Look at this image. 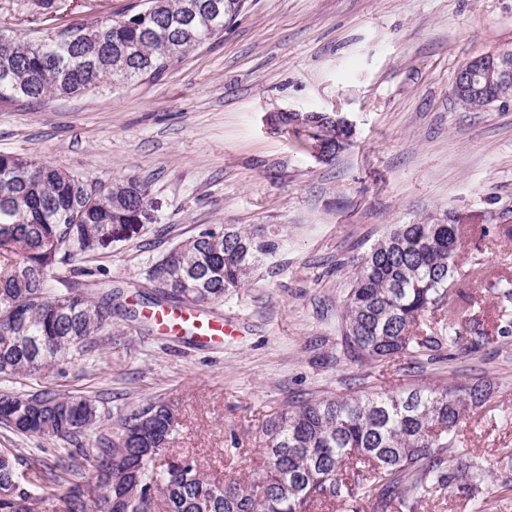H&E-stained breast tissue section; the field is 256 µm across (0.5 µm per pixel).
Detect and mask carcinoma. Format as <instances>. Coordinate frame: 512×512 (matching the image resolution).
<instances>
[{"mask_svg": "<svg viewBox=\"0 0 512 512\" xmlns=\"http://www.w3.org/2000/svg\"><path fill=\"white\" fill-rule=\"evenodd\" d=\"M244 0H147L116 19L56 27L38 38L0 29V102H44L98 88L87 61L121 50L132 69L161 79L189 52L224 33ZM310 149L331 157L343 144L329 123L309 128ZM148 184L129 176L104 191L96 181L50 162L0 155V374H36L112 335V291L75 280L74 262L129 239L115 229L135 223ZM465 235L460 220L396 224L355 261L340 317L349 352L361 362L460 347L475 353L490 338L481 320L453 306ZM278 244L255 231L215 225L174 246L149 266L148 302L197 309L220 304L247 285ZM501 315L497 335L512 334V277L487 282ZM478 385L421 387L375 397L302 403L262 424L263 463L247 480L216 483L198 460L171 447L179 426L168 406L149 402L127 414L113 439L84 454L98 472L93 494L85 466H52L33 455L23 483L0 453V512H35L36 490L68 487L64 512H388L396 502L419 512L430 496L457 489L480 502L495 472L457 452L466 412L482 406ZM86 397L0 396V424L23 436L79 444L101 422ZM112 471L104 480L99 472Z\"/></svg>", "mask_w": 512, "mask_h": 512, "instance_id": "carcinoma-1", "label": "carcinoma"}]
</instances>
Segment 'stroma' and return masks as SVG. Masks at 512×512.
<instances>
[{
    "instance_id": "stroma-1",
    "label": "stroma",
    "mask_w": 512,
    "mask_h": 512,
    "mask_svg": "<svg viewBox=\"0 0 512 512\" xmlns=\"http://www.w3.org/2000/svg\"><path fill=\"white\" fill-rule=\"evenodd\" d=\"M130 0H0V29L27 36L58 23L115 17ZM512 50V0H245L224 33L156 82L103 87L41 105L0 103V154L32 157L101 184H149L152 218L132 237L83 260L111 281L136 320L114 317L111 341L45 374L0 378V394L85 396L102 420L85 448L111 436L148 402L172 408L174 447L219 481L247 477L261 426L293 404L347 395L452 386L490 387L469 412L463 450L487 467L512 456V336L495 333L498 304L485 274H512V102L482 112L452 94L460 65ZM280 112L341 113L348 146L331 160L302 150L271 124ZM465 225L462 258L484 276L465 281L457 306L477 298L492 338L476 353L360 363L338 319L348 275L396 224ZM260 228L277 241L249 284L214 312L239 333L204 342L146 323L139 287L152 261L202 228ZM490 235H483V228ZM238 447H231L230 435ZM64 442L0 426V452L19 478L31 454L67 461ZM421 512H512V481L494 477L481 502L438 491Z\"/></svg>"
}]
</instances>
